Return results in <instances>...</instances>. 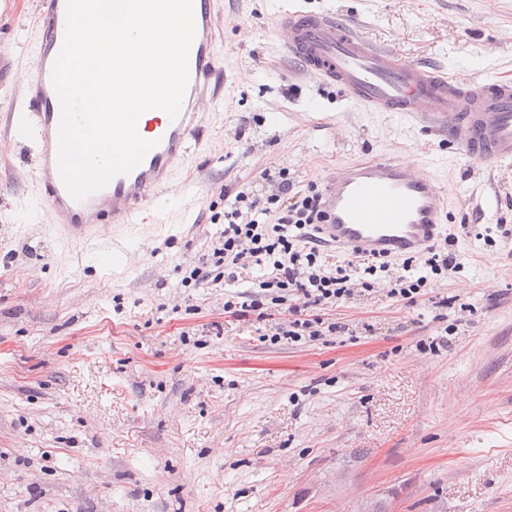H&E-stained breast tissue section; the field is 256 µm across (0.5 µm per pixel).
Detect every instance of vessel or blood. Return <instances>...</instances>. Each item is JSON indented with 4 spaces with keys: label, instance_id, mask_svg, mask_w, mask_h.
<instances>
[{
    "label": "vessel or blood",
    "instance_id": "1",
    "mask_svg": "<svg viewBox=\"0 0 512 512\" xmlns=\"http://www.w3.org/2000/svg\"><path fill=\"white\" fill-rule=\"evenodd\" d=\"M67 0H47L36 18L38 47L22 99L12 101L7 121L18 120L32 144L35 183L49 222L63 239L98 251L106 264L127 256L123 230L158 219L159 203L177 176L209 142L208 113L224 100L236 73L217 51L224 0H193L196 36L188 56L189 82L176 118L146 112L137 131L153 141L142 163L105 187L74 200L58 167L61 104L52 70L65 34ZM279 45L304 75L338 87L369 112H393L447 135L452 146L487 164L512 160V82L461 83L424 64L400 62L336 16L281 11ZM323 219L316 234L352 256L402 258L432 248L448 221V198L436 177L415 164L375 157L337 167L319 187ZM112 240L102 241V227Z\"/></svg>",
    "mask_w": 512,
    "mask_h": 512
}]
</instances>
